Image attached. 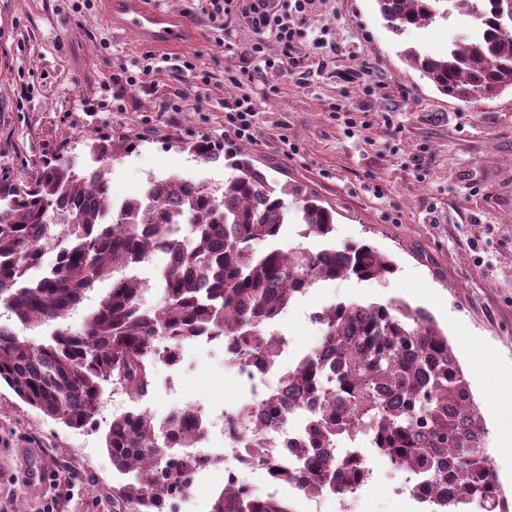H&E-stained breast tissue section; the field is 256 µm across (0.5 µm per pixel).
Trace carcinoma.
I'll return each instance as SVG.
<instances>
[{
	"label": "carcinoma",
	"instance_id": "obj_1",
	"mask_svg": "<svg viewBox=\"0 0 512 512\" xmlns=\"http://www.w3.org/2000/svg\"><path fill=\"white\" fill-rule=\"evenodd\" d=\"M387 27L471 18L473 36L443 56L413 48L404 58L442 94L486 99L512 90V0H376ZM138 139L95 138L94 179L61 158L45 161L24 181L0 169V304L30 330L55 325L34 345L0 324V382L44 416L71 428L94 421L101 383L132 406L112 419L106 448L130 479L112 489L114 512H176L190 488L194 459L170 452L192 448L206 421L187 406L156 420L137 407L150 391L157 364H170L201 336L224 340L232 363L263 369L278 361L272 325L300 294L321 281L385 280L391 258L369 244L333 242L334 210L303 187L278 186L250 160L225 155L234 173L218 188L171 174L149 181L121 203L112 200L108 160L136 150ZM207 160L221 150L192 146ZM293 195L301 236L324 245H279L288 223L283 196ZM55 263L38 276L46 252ZM171 256L160 273L163 303L146 308L154 284L127 275L157 253ZM109 293L74 331L68 319L98 282ZM317 346L280 376L262 408L274 423L301 414L291 459L264 460L270 473L296 481L310 497L353 493L366 481V458L344 449L364 436L398 470L416 475L412 497L434 499L435 512H512L487 452L483 415L448 336L423 308L339 301L316 316ZM168 343L156 347L158 337ZM346 471L336 485V470ZM450 488L445 498L438 489ZM211 512H293L288 503L224 481Z\"/></svg>",
	"mask_w": 512,
	"mask_h": 512
}]
</instances>
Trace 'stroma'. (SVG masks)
Instances as JSON below:
<instances>
[{"label":"stroma","instance_id":"1","mask_svg":"<svg viewBox=\"0 0 512 512\" xmlns=\"http://www.w3.org/2000/svg\"><path fill=\"white\" fill-rule=\"evenodd\" d=\"M317 28L340 49L327 69L301 84L285 64L305 57L306 41L263 37L278 67L258 86L254 138L224 131L229 80L239 51L256 39L244 20L231 34L198 25L191 44L171 50L146 86L112 80L147 54L134 33L114 27L104 0H0V168L26 179L53 156L88 162L87 138L139 139L109 173L113 199L140 195L171 173L223 185V160L185 150L206 139L248 153L270 180L298 183L336 211L337 243L366 242L397 264L384 281L320 283L299 295L282 327L291 357L320 332L313 312L337 301L400 298L425 308L445 331L487 431L494 468L512 491V454L491 396L512 390V92L464 102L441 94L404 59L407 48L442 55L468 32L467 19H438L403 34L388 29L376 0H320ZM191 59L195 71L182 70ZM345 107L352 125L337 119ZM244 389L217 343L184 349L181 371L158 365L139 403L155 418L183 405L203 413L242 398ZM104 384L95 425L74 429L45 417L0 384V512H112V488L125 477L105 445L115 415L129 406ZM46 463L45 488L24 478V450ZM370 490L359 497L297 498L296 512H421L394 489L406 474L370 453Z\"/></svg>","mask_w":512,"mask_h":512}]
</instances>
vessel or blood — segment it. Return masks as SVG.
<instances>
[{
    "mask_svg": "<svg viewBox=\"0 0 512 512\" xmlns=\"http://www.w3.org/2000/svg\"><path fill=\"white\" fill-rule=\"evenodd\" d=\"M109 12L120 25L137 33L149 46L178 48L194 31L191 18H172L152 8L148 0H106Z\"/></svg>",
    "mask_w": 512,
    "mask_h": 512,
    "instance_id": "b4317fda",
    "label": "vessel or blood"
}]
</instances>
